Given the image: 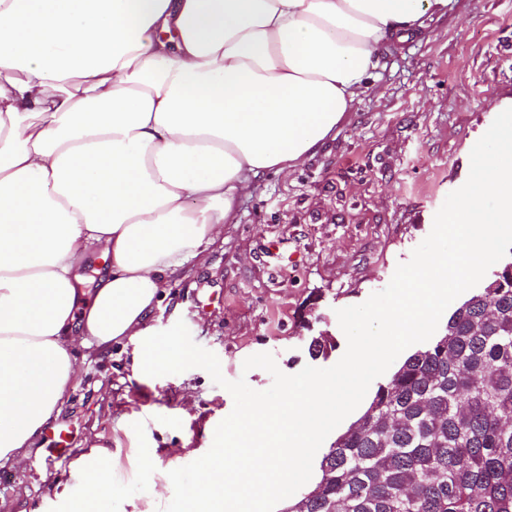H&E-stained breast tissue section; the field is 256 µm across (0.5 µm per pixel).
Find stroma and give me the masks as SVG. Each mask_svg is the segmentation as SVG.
I'll return each instance as SVG.
<instances>
[{"mask_svg": "<svg viewBox=\"0 0 512 512\" xmlns=\"http://www.w3.org/2000/svg\"><path fill=\"white\" fill-rule=\"evenodd\" d=\"M510 107L512 0H450L422 33L380 49L334 140L242 196L223 240L171 277L152 325L184 321L227 380L258 391L272 377L244 370L253 354L272 353L288 375L333 366L347 348L337 309L383 290L410 260L466 182L472 146ZM317 336L332 348L315 358ZM132 350L126 340L76 349L78 375L58 418L26 464L0 467V512H65L42 476L80 489L73 463L95 445L111 453L112 512H162L171 501L169 471L207 452L233 398L200 368L135 375ZM57 429L71 455L54 453Z\"/></svg>", "mask_w": 512, "mask_h": 512, "instance_id": "1", "label": "stroma"}]
</instances>
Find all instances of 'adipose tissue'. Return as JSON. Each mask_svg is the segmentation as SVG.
<instances>
[{
    "label": "adipose tissue",
    "mask_w": 512,
    "mask_h": 512,
    "mask_svg": "<svg viewBox=\"0 0 512 512\" xmlns=\"http://www.w3.org/2000/svg\"><path fill=\"white\" fill-rule=\"evenodd\" d=\"M448 0H0V466L26 460L76 345L194 361L149 322L240 197L330 140L378 49ZM111 262L86 293L91 254ZM66 512H111L97 445Z\"/></svg>",
    "instance_id": "ef3b65f1"
}]
</instances>
